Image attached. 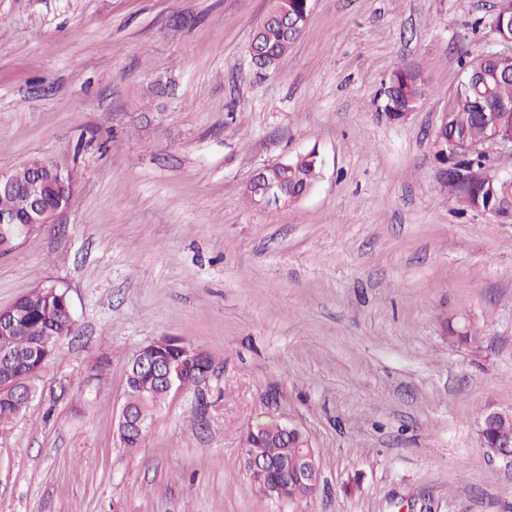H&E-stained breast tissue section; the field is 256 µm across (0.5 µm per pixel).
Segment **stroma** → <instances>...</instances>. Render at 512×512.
<instances>
[{"instance_id":"stroma-1","label":"stroma","mask_w":512,"mask_h":512,"mask_svg":"<svg viewBox=\"0 0 512 512\" xmlns=\"http://www.w3.org/2000/svg\"><path fill=\"white\" fill-rule=\"evenodd\" d=\"M494 0H311L274 70L265 0H0V172L40 155L69 206L0 256V307L66 291L75 327L0 423V512H512V465L476 421L512 408V222L467 209L435 156L459 58L498 49ZM430 92L383 112L402 62ZM321 178L260 210V167ZM469 317L480 339L448 341ZM164 336L212 363L140 448L117 421L129 361ZM317 454V495H256L251 424ZM270 165L267 164L257 170L249 183L252 194L257 197L255 203L259 209L287 207L300 201L305 196H293L288 191L294 194L309 193L320 176V162L314 149L274 168L275 174L288 184V188L281 181L266 176ZM246 194L254 205L253 196L248 188Z\"/></svg>"}]
</instances>
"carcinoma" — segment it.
I'll return each instance as SVG.
<instances>
[{
    "label": "carcinoma",
    "mask_w": 512,
    "mask_h": 512,
    "mask_svg": "<svg viewBox=\"0 0 512 512\" xmlns=\"http://www.w3.org/2000/svg\"><path fill=\"white\" fill-rule=\"evenodd\" d=\"M270 15L287 13L297 26L286 32L280 23L271 19L257 28L248 51L255 57V65L263 70L275 69L280 59L287 55L304 30L309 13L310 0H267ZM460 68L467 81L459 85L446 108V123L440 129L448 139V156L437 157L453 168H471L479 177L464 191L454 181H448V189L458 195L468 208L495 211L504 218L512 216V181L498 177H486L483 170L489 161L482 154H474L468 146L485 140L492 132L512 135V112L504 106L512 105V54L488 57L485 53L466 54L461 58ZM429 93V79L424 70L414 62H402L391 73L384 89L383 111L390 119L400 113L416 110ZM493 114L498 119L494 129L487 126L484 116ZM288 191L294 194L309 193L320 176V162L316 150L299 155L274 168ZM29 234L24 224H0V255L12 252L21 238ZM64 290L54 284L38 286L17 301L15 320L17 327L7 336L0 335V348L7 349L12 359L0 362V380L30 385L43 366L57 351V343L73 331L61 301ZM450 340L454 343L476 342L477 330L460 318L448 325ZM167 400L165 387L150 375L134 366L127 371L125 401L134 413L143 417L145 427H150L156 411ZM26 398L18 395L0 396V422L18 415L25 407ZM261 436L256 442L246 431V444L259 457L278 459L286 454L293 455L297 447L305 446L307 436H294L288 440L289 447L277 434V425L271 421L260 424ZM488 437L499 441L512 440V415L499 419L487 430ZM251 483L263 498H268L266 487L275 482L276 475L249 472Z\"/></svg>",
    "instance_id": "cac0c4a2"
}]
</instances>
